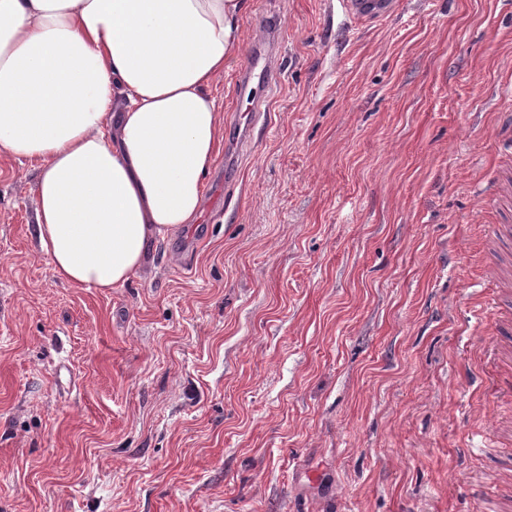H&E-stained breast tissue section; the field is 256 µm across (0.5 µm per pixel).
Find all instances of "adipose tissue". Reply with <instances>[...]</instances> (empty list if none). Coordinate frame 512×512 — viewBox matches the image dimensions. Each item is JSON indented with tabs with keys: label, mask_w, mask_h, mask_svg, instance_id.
Returning a JSON list of instances; mask_svg holds the SVG:
<instances>
[{
	"label": "adipose tissue",
	"mask_w": 512,
	"mask_h": 512,
	"mask_svg": "<svg viewBox=\"0 0 512 512\" xmlns=\"http://www.w3.org/2000/svg\"><path fill=\"white\" fill-rule=\"evenodd\" d=\"M243 6L0 0V153L38 163L39 243L69 285L120 287L196 222Z\"/></svg>",
	"instance_id": "obj_1"
}]
</instances>
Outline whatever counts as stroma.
<instances>
[{
  "label": "stroma",
  "mask_w": 512,
  "mask_h": 512,
  "mask_svg": "<svg viewBox=\"0 0 512 512\" xmlns=\"http://www.w3.org/2000/svg\"><path fill=\"white\" fill-rule=\"evenodd\" d=\"M510 82L512 0L355 27L339 0H244L211 90L224 203L106 292L55 274L37 165L0 154V512H512L475 307ZM247 72L250 76L256 77L266 88V96L254 106V112H265L279 74L272 51H259L254 54L248 62Z\"/></svg>",
  "instance_id": "obj_1"
}]
</instances>
